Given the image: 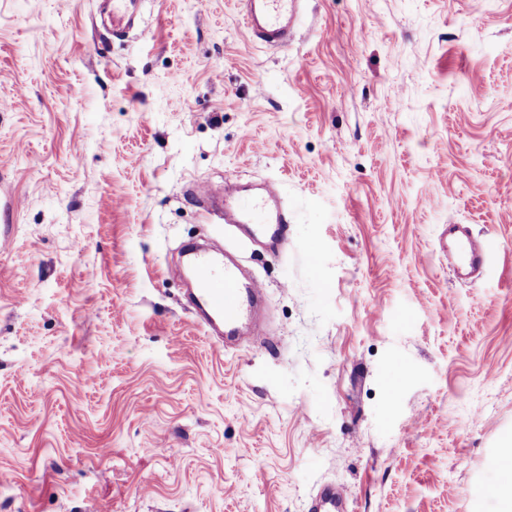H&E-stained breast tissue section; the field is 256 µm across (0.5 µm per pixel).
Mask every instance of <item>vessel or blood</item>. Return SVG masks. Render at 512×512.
Masks as SVG:
<instances>
[{
  "mask_svg": "<svg viewBox=\"0 0 512 512\" xmlns=\"http://www.w3.org/2000/svg\"><path fill=\"white\" fill-rule=\"evenodd\" d=\"M138 0H102L113 32L122 33L133 27ZM299 8L298 0H247L244 13L248 33L271 46L288 42L292 22ZM193 195L207 211L218 214L227 224L246 228L251 241L265 238L283 239L288 214L281 203L278 188L264 183L255 188L244 186L237 175L224 177L223 194H215L209 186L196 185ZM448 256L460 276L476 274L484 263V252L465 226L456 224L448 230ZM195 285L198 302L205 312L209 330H223L225 343L238 336H248L257 345L266 344L259 334V316L263 304L262 285L247 279L240 265L216 250L193 251ZM347 494L333 485L321 487L311 501L312 512H344Z\"/></svg>",
  "mask_w": 512,
  "mask_h": 512,
  "instance_id": "obj_1",
  "label": "vessel or blood"
}]
</instances>
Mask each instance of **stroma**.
<instances>
[{
    "label": "stroma",
    "instance_id": "35a3bbf8",
    "mask_svg": "<svg viewBox=\"0 0 512 512\" xmlns=\"http://www.w3.org/2000/svg\"><path fill=\"white\" fill-rule=\"evenodd\" d=\"M0 0V512H496L512 438V0ZM277 182L288 247L188 185ZM487 264L455 281L446 225ZM264 287L223 348L172 275L190 242ZM317 254L310 263L309 254ZM138 0H103L101 8L112 25V33H123L132 28L136 19ZM298 0H247L244 13L248 33L271 46L288 43L292 22L299 8ZM347 493L336 485H325L313 496L311 510L313 512H343L347 504Z\"/></svg>",
    "mask_w": 512,
    "mask_h": 512
}]
</instances>
